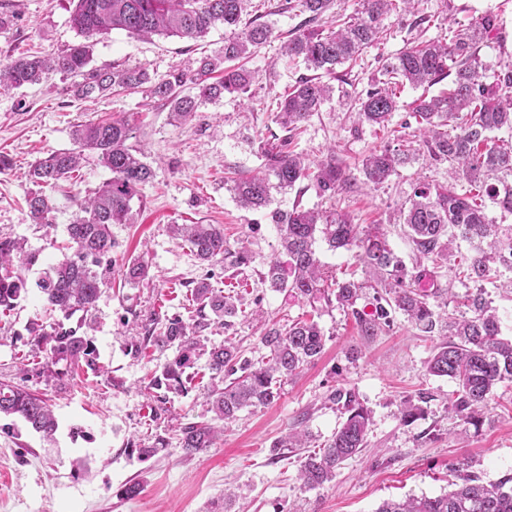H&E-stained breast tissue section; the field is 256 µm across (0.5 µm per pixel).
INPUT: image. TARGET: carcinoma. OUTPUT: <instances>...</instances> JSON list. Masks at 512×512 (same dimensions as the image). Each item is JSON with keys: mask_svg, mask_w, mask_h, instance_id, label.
Segmentation results:
<instances>
[{"mask_svg": "<svg viewBox=\"0 0 512 512\" xmlns=\"http://www.w3.org/2000/svg\"><path fill=\"white\" fill-rule=\"evenodd\" d=\"M251 0H75L70 16L74 29L84 38L64 53L43 58L26 55L0 66V89L20 88L41 81L44 74L57 71L81 77L73 92L82 98H97L114 88L135 89L150 85L155 98L169 107L176 121H187L205 103L227 95L249 91L255 76L233 62L250 57L254 50L273 38V29L255 17L240 27L241 17ZM416 0H358L355 17L336 25L321 24L333 0H284L283 10L306 15L298 32L282 45V54L302 60L308 69L322 70L331 78L336 67L354 63L382 39L385 21L393 14L415 8ZM224 25V48L198 60L194 70L174 69L153 77L143 68L96 69L89 67L90 39L122 30L133 37L178 36L188 40L204 37L211 28ZM497 31L492 15L459 30L450 42H410L388 58L380 76L371 78L370 87L354 99L358 119L385 127L393 113L409 110L419 125L420 143L415 148L382 147L362 160L363 180L348 173L347 166L329 150L325 158L308 161L291 145L307 122L334 93V87L317 77L302 76L288 93L278 98L272 121L285 135L277 145L258 141L257 152L263 169L252 175L238 174L224 179V188L237 203L253 210L269 205L272 191L292 190L306 184L327 200L355 193L359 185L376 188L398 169L411 163L422 152L437 164H451L448 182H423L413 197L402 205L396 223L407 227V236L416 261L427 260L439 269L448 263L452 247L459 241L470 245L473 254L460 260L458 275L479 284L492 269L512 273V225L497 224L485 211L488 199L504 213L512 214V140L498 139L492 133L512 132V65L487 75L480 56L481 45ZM451 78L448 90L428 95V89ZM423 88L409 104L400 100V88ZM135 131L128 121L88 122L77 126V148L51 151L37 158L28 171L34 189L25 203L31 221L52 224L58 207L44 188L72 178L84 159V151L97 154L111 177L93 192L70 198L72 217L66 226L73 255L48 266L36 286L46 304L66 317L77 312L87 315L96 306L101 286L112 270V252L117 240L112 227L133 221L132 203L153 177V170L130 140ZM470 186L457 191L458 182ZM275 225L288 260H272L261 273L262 282L276 291H288L306 301L315 313L335 304L351 314L363 336H376L390 323L392 311L401 312L421 332L435 329L444 333L426 361L429 375L454 383L451 412L463 424L479 427L484 410L497 386L512 382V338L501 337L500 318L490 303L477 292L463 305L471 315L450 320L435 316L429 296L443 294L437 283L435 293L421 288L427 270H407L391 248L379 224L363 227L351 215L335 207L305 209L298 204L288 210L266 213ZM173 237L185 242L192 255L209 266L222 262L224 269L238 271L249 266L252 256L246 246L234 248L219 224H171ZM323 242L331 251L356 250L366 280L385 293L374 297L371 312L357 308L363 283L351 278L340 280L336 272L324 268L316 250ZM38 255L28 251L23 241L0 235V307L7 310L26 293L24 271L36 264ZM124 281L137 287L149 278V267L141 256L127 259L121 266ZM194 315L187 322L178 316H162L150 310L141 321L142 332L131 337L132 353L152 348L174 351L173 358L160 366L152 385L172 393L188 391L194 360L207 358L211 385L205 395L210 421L180 423L176 426L179 447L192 456L213 447L220 429L214 422L232 421L237 413L251 406L273 403L280 395L281 381L315 362L325 344L324 332L314 318L296 319L286 324H265L261 343L269 349L267 359L253 361L243 356L231 336L213 343L203 336L211 325L233 329L241 308L238 297L215 289L210 278L190 289ZM90 324L78 320L76 326L62 323L49 326L33 322L28 328L29 356L40 373L60 381L71 370L81 368L94 374L103 372L97 362ZM63 363L65 368L56 365ZM326 401L341 406L345 420L328 441L301 461L299 478L314 489L335 478L343 462L366 448L371 412L350 389L334 388ZM22 419L44 437H52L58 423L46 400L26 385L0 380V416ZM306 430L290 428L277 448H302ZM374 512H512V473L495 482L463 475L454 488L438 496L409 494L400 501L385 500Z\"/></svg>", "mask_w": 512, "mask_h": 512, "instance_id": "1", "label": "carcinoma"}]
</instances>
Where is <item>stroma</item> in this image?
I'll return each mask as SVG.
<instances>
[{
	"label": "stroma",
	"mask_w": 512,
	"mask_h": 512,
	"mask_svg": "<svg viewBox=\"0 0 512 512\" xmlns=\"http://www.w3.org/2000/svg\"><path fill=\"white\" fill-rule=\"evenodd\" d=\"M73 8L72 0H0V65L23 54L54 56L80 43L69 22ZM489 12L498 16V32L480 55L492 71L512 64V0H419L416 14L388 19L385 39L358 60L351 84L336 83L335 99L304 125L293 143L295 151L317 160L332 148L354 165L390 144L383 130L355 122L338 95L365 90L383 60L408 42L449 41L454 28ZM418 14L429 19L420 32L411 28ZM266 21L275 37L247 62L255 73L250 92L205 104L185 122L172 120L168 107L145 86L84 100L72 92L71 78L52 72L38 84L0 90V152L14 163L12 170L0 172V233L25 239L39 255L25 272L27 294L11 312L0 314V379L15 376L27 350L28 324L51 320L36 282L48 265L71 255L64 247L71 218L68 195L91 193L110 176L95 155H88L74 180L53 190L61 208L52 226L42 228L31 223L25 205L31 163L45 152L74 148L72 132L78 123L120 116L134 127L133 144L154 171L141 200L133 204L134 223L112 228L116 259L144 255L151 279L131 288L116 277L102 289L92 338L104 374L82 371L60 382L35 374L27 379V387L54 410L59 421L54 438H43L19 418H0V512H375L388 499L446 493L459 474L488 483L512 472V382L496 388L480 428H463L448 409L453 383L425 369L436 337L423 335L399 313L390 327L367 339L359 336L351 315L336 306L327 309L318 318L326 334L322 356L285 381L277 401L240 412L222 440L192 457L183 456L172 426L199 420L204 412L203 392L210 383L204 359L194 364L191 389L169 394L165 413H158L148 384L167 356L150 349L134 357L127 338L138 332L141 311L190 318L187 285L206 272L188 246L170 236L169 225L220 224L230 243L246 240L254 259L235 285L244 314L234 327L246 357L257 360L268 353L261 343L262 319L285 322L311 313L303 300L262 284L263 268L280 256L278 233L263 212L241 209L224 188L225 171L260 169L262 160L251 139L279 134L271 114L275 100L307 72L304 64L281 53L300 15L289 11ZM223 46L220 26L196 41L163 35L142 40L116 30L93 38L91 64L141 67L160 76L176 67L196 68L201 57ZM448 169V164L420 156L379 187L332 203L355 223L386 225L391 247L411 267L415 256L404 227L390 218L420 180L446 181ZM296 203L308 209L332 204L312 190H291L273 200L283 210ZM335 387L355 390L370 410L367 447L346 461L331 482L306 489L298 479L304 449L281 448L277 442L300 419L313 445L330 439L343 420L325 402ZM422 392L428 395L423 413L402 422L401 400ZM158 434L166 437V448L139 457L137 448ZM133 482L141 486L139 495L123 499V489ZM228 489L233 492L229 509L224 506Z\"/></svg>",
	"instance_id": "1"
}]
</instances>
